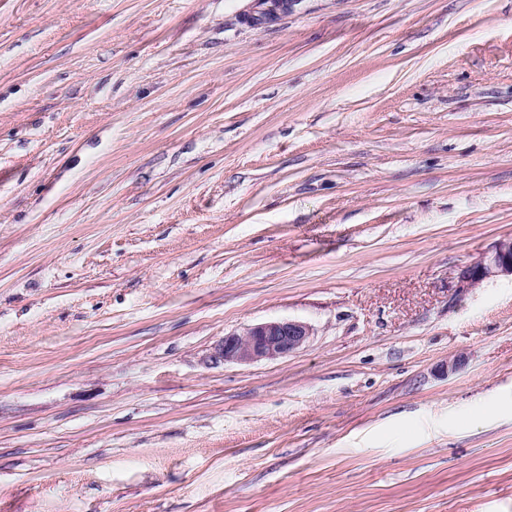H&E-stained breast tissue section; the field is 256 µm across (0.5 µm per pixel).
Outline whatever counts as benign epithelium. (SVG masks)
I'll return each mask as SVG.
<instances>
[{"label": "benign epithelium", "mask_w": 512, "mask_h": 512, "mask_svg": "<svg viewBox=\"0 0 512 512\" xmlns=\"http://www.w3.org/2000/svg\"><path fill=\"white\" fill-rule=\"evenodd\" d=\"M499 274L512 275V238L504 239L463 267L457 277L458 291L463 293L482 281ZM314 328L300 320L282 319L252 325L240 333L224 336L215 347L214 361L254 363L286 357L303 347Z\"/></svg>", "instance_id": "7a95c632"}]
</instances>
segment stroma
<instances>
[{
    "mask_svg": "<svg viewBox=\"0 0 512 512\" xmlns=\"http://www.w3.org/2000/svg\"><path fill=\"white\" fill-rule=\"evenodd\" d=\"M510 237L512 0H0V512H512ZM499 274L512 276V238L499 241L477 260L463 267L457 277L458 291L468 292L485 279ZM314 328L300 320L282 319L252 325L224 336L215 347L214 361L254 363L286 357L303 347Z\"/></svg>",
    "mask_w": 512,
    "mask_h": 512,
    "instance_id": "stroma-1",
    "label": "stroma"
}]
</instances>
